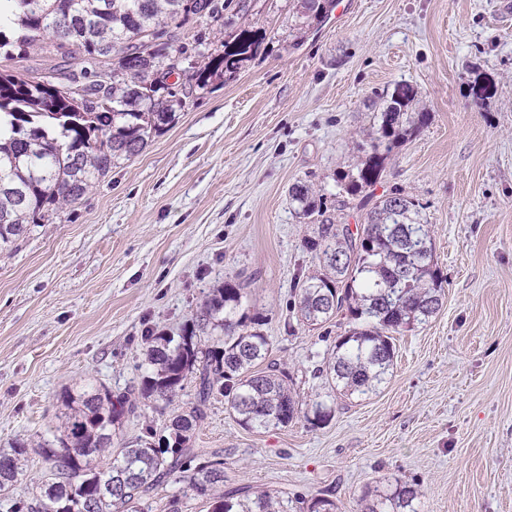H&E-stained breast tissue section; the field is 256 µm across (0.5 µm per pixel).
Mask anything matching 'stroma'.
Instances as JSON below:
<instances>
[{"mask_svg": "<svg viewBox=\"0 0 512 512\" xmlns=\"http://www.w3.org/2000/svg\"><path fill=\"white\" fill-rule=\"evenodd\" d=\"M318 25L294 0L225 4L199 65L241 29L262 41L234 77L187 97L171 125L67 211L0 252V448L61 434L65 389L113 393L138 380L153 330L190 324L207 293L234 280L263 320L302 403L346 316L311 330L294 283L318 270L315 221L288 188L306 182L328 217L363 223L342 197L378 129L377 97L415 92L425 124L395 148L366 196L397 190L422 207L447 284L428 323L397 334L393 374L332 419L246 430L211 399L193 447L224 456L225 489L334 498L359 512L376 480L419 483L422 512H512V0H335ZM495 87L475 105L470 85ZM194 399L142 401L123 442L162 433Z\"/></svg>", "mask_w": 512, "mask_h": 512, "instance_id": "obj_1", "label": "stroma"}]
</instances>
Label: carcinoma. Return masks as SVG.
<instances>
[{
  "label": "carcinoma",
  "instance_id": "obj_1",
  "mask_svg": "<svg viewBox=\"0 0 512 512\" xmlns=\"http://www.w3.org/2000/svg\"><path fill=\"white\" fill-rule=\"evenodd\" d=\"M333 0H297L306 19L326 15ZM204 22L224 25V0H4L0 7V58L25 60L38 52L82 60L78 70L52 79H23L0 71V251L25 240L37 224H52L112 168L140 154L197 90L234 73L256 52L259 34L243 29L224 44V54L192 71L189 90L169 82L191 71L200 42L181 41L180 29ZM111 70L104 80L98 69ZM83 82V97L67 93ZM415 94L398 84L380 97L378 138L357 173L340 184L355 196L376 185L389 153L426 121L412 111ZM305 218L322 217L306 240L320 272L298 281L297 312L304 324L320 326L341 311L350 317L325 368L336 395L367 396L392 375L393 334L427 323L445 296L434 244L421 206L395 191L378 198L356 229L324 217L310 184L288 189ZM240 284L226 280L205 296L193 327L179 336L153 338L140 365V381L114 394L85 384L61 394L64 434L41 438L36 448L46 471L37 492L22 491L29 443L0 449V506L6 512H153V492L183 484L206 499L208 512H337L330 496L302 506L269 493L224 491V456L191 447L214 393L247 430L286 427L302 413L292 379L271 358L272 344L245 308ZM195 380L189 411L169 420L161 447L147 440L112 447L122 419L138 413V401H169ZM333 406L312 405L304 418L327 424ZM416 483L376 482L362 497L364 512H420Z\"/></svg>",
  "mask_w": 512,
  "mask_h": 512
}]
</instances>
